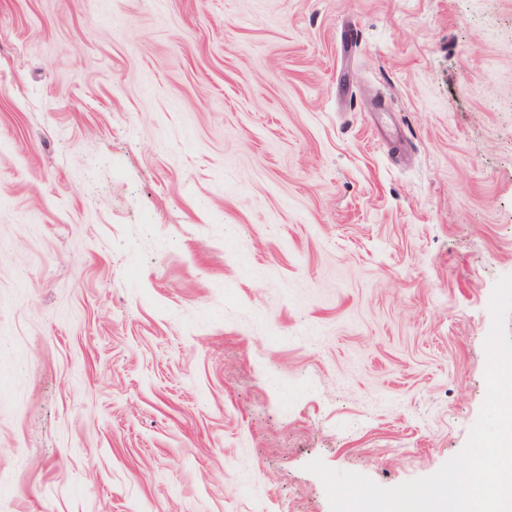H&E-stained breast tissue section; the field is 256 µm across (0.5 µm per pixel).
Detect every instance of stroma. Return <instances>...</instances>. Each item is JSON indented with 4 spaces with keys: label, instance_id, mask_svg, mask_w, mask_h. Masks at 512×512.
I'll return each instance as SVG.
<instances>
[{
    "label": "stroma",
    "instance_id": "stroma-1",
    "mask_svg": "<svg viewBox=\"0 0 512 512\" xmlns=\"http://www.w3.org/2000/svg\"><path fill=\"white\" fill-rule=\"evenodd\" d=\"M506 275L512 0H0V512L432 475Z\"/></svg>",
    "mask_w": 512,
    "mask_h": 512
}]
</instances>
